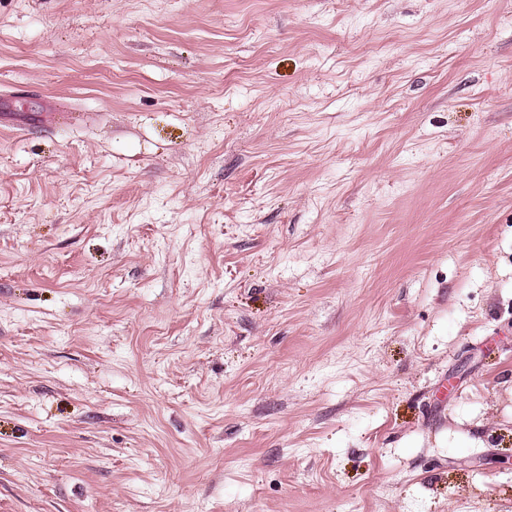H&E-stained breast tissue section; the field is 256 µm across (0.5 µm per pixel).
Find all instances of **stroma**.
<instances>
[{
	"label": "stroma",
	"instance_id": "obj_1",
	"mask_svg": "<svg viewBox=\"0 0 512 512\" xmlns=\"http://www.w3.org/2000/svg\"><path fill=\"white\" fill-rule=\"evenodd\" d=\"M0 512H512V0H0Z\"/></svg>",
	"mask_w": 512,
	"mask_h": 512
}]
</instances>
